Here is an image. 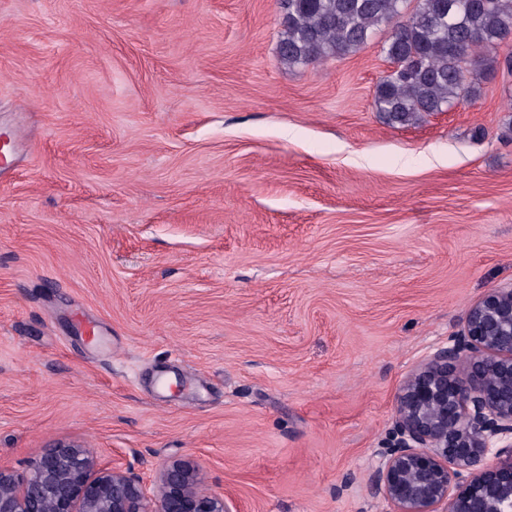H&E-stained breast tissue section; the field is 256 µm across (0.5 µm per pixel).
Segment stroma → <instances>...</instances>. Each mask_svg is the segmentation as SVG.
Wrapping results in <instances>:
<instances>
[{"instance_id": "35a3bbf8", "label": "stroma", "mask_w": 512, "mask_h": 512, "mask_svg": "<svg viewBox=\"0 0 512 512\" xmlns=\"http://www.w3.org/2000/svg\"><path fill=\"white\" fill-rule=\"evenodd\" d=\"M277 0H0V465L58 442L241 512H388L394 394L512 282V75L409 126Z\"/></svg>"}]
</instances>
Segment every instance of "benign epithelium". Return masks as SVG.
Masks as SVG:
<instances>
[{
    "instance_id": "benign-epithelium-1",
    "label": "benign epithelium",
    "mask_w": 512,
    "mask_h": 512,
    "mask_svg": "<svg viewBox=\"0 0 512 512\" xmlns=\"http://www.w3.org/2000/svg\"><path fill=\"white\" fill-rule=\"evenodd\" d=\"M372 483L390 512H512V282L411 370L394 398L392 447ZM0 512H240L190 460L154 477L58 444L25 474L0 466Z\"/></svg>"
}]
</instances>
